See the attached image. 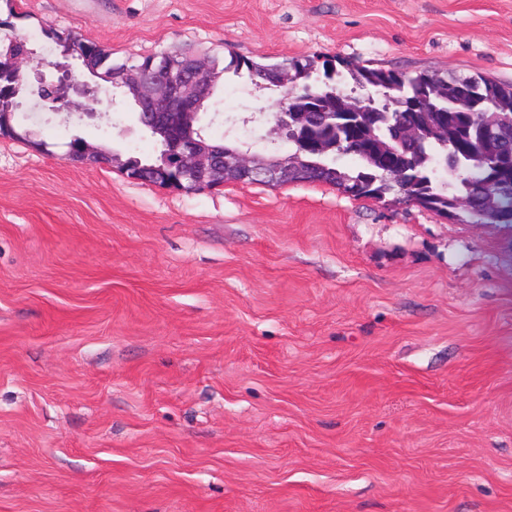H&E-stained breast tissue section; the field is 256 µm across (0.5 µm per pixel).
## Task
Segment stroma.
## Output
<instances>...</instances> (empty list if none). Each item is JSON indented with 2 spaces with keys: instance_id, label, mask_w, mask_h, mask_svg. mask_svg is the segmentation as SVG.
I'll return each instance as SVG.
<instances>
[{
  "instance_id": "stroma-1",
  "label": "stroma",
  "mask_w": 512,
  "mask_h": 512,
  "mask_svg": "<svg viewBox=\"0 0 512 512\" xmlns=\"http://www.w3.org/2000/svg\"><path fill=\"white\" fill-rule=\"evenodd\" d=\"M114 60L323 55L512 82V0H0ZM0 139V512H512V223L321 183L128 178L155 144ZM78 135L116 154L66 160Z\"/></svg>"
}]
</instances>
